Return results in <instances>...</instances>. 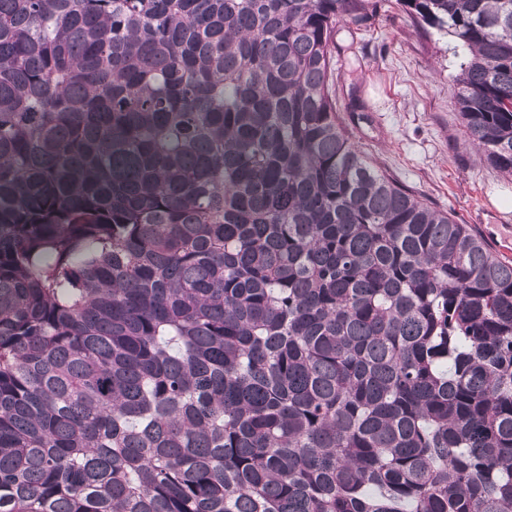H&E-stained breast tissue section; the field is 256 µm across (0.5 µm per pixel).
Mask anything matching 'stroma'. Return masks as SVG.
I'll use <instances>...</instances> for the list:
<instances>
[{"label":"stroma","mask_w":512,"mask_h":512,"mask_svg":"<svg viewBox=\"0 0 512 512\" xmlns=\"http://www.w3.org/2000/svg\"><path fill=\"white\" fill-rule=\"evenodd\" d=\"M376 3L366 24L338 35L341 115L379 168L511 262L512 176L465 144L453 99L461 57L447 34L416 26L399 0ZM481 198L486 208L478 218L473 207Z\"/></svg>","instance_id":"obj_1"}]
</instances>
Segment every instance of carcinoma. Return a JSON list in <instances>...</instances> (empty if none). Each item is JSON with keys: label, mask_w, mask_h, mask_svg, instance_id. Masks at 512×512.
I'll use <instances>...</instances> for the list:
<instances>
[{"label": "carcinoma", "mask_w": 512, "mask_h": 512, "mask_svg": "<svg viewBox=\"0 0 512 512\" xmlns=\"http://www.w3.org/2000/svg\"><path fill=\"white\" fill-rule=\"evenodd\" d=\"M467 52L512 175V0ZM372 0H0V512H512V265L336 111Z\"/></svg>", "instance_id": "1"}]
</instances>
